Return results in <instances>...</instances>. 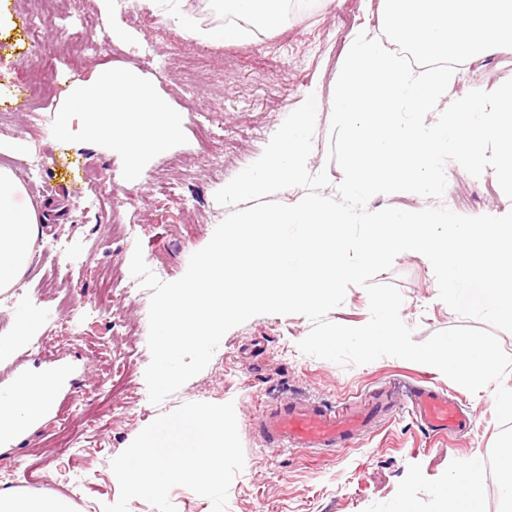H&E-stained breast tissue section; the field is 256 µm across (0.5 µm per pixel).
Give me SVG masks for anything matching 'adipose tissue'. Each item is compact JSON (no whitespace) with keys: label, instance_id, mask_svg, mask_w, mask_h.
<instances>
[{"label":"adipose tissue","instance_id":"obj_1","mask_svg":"<svg viewBox=\"0 0 512 512\" xmlns=\"http://www.w3.org/2000/svg\"><path fill=\"white\" fill-rule=\"evenodd\" d=\"M148 10H163L167 21L185 36L208 43L238 42L257 31L275 30L288 22L289 6L309 10L329 0H224L229 23L204 27L187 8V0H139ZM84 121L73 126V113ZM185 117L171 111L153 89L132 72L99 68L85 80L69 84L54 135L64 142L106 139L121 153L130 175H138L144 159L165 151L182 132ZM44 217L32 205L25 186L11 169L0 167V294L8 293L30 271L35 247L44 234ZM57 376L28 377L14 397L0 400V438L9 439L52 406Z\"/></svg>","mask_w":512,"mask_h":512}]
</instances>
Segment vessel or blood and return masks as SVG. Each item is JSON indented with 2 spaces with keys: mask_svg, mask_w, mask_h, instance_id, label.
I'll use <instances>...</instances> for the list:
<instances>
[{
  "mask_svg": "<svg viewBox=\"0 0 512 512\" xmlns=\"http://www.w3.org/2000/svg\"><path fill=\"white\" fill-rule=\"evenodd\" d=\"M406 398L422 425L437 434L461 433L471 420L456 403L438 388L409 385ZM395 408L391 390L372 392L358 406L332 409L315 403H273L255 428L272 448H317L333 451L356 443L370 432L381 416Z\"/></svg>",
  "mask_w": 512,
  "mask_h": 512,
  "instance_id": "obj_1",
  "label": "vessel or blood"
}]
</instances>
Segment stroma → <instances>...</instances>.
<instances>
[{"mask_svg": "<svg viewBox=\"0 0 512 512\" xmlns=\"http://www.w3.org/2000/svg\"><path fill=\"white\" fill-rule=\"evenodd\" d=\"M40 8L39 0H0V167L24 179L35 205L60 206L51 215L49 236L70 239L75 248L99 240L103 246L89 263L72 266L70 297L88 304L98 299L100 280L108 267L129 271L135 248L157 253L168 267L167 281L182 277L190 256L210 241L216 226L230 213L216 192L224 174L205 167L196 124L214 118L221 139L211 149L223 154L227 172H236L260 155L286 117L308 96L320 99L313 137V171H327L334 196L342 177L337 164L328 163L333 89L345 45L360 27L382 32L379 0H332L322 8L295 13L288 28L234 44L201 43L183 37L161 13L138 0H114L113 12L103 21L95 53L70 70L59 71V83L89 78L99 67L136 72L170 109L183 113L181 138L166 152L148 157L138 176H129L124 157L86 143L41 140L37 128H51L55 110L25 108L22 86L29 71L70 57L79 30L78 14H96L93 0H63L64 18L47 25L38 36L28 34L27 19ZM124 28L128 38L113 41L108 26ZM152 46L166 62L156 70L142 61V49ZM512 78V54L481 56L457 65L449 99L470 90L495 89ZM39 159L41 176L26 178V165ZM448 190L461 189L474 200L458 207L474 216L512 206L493 170L473 177L454 164L446 166ZM175 178L172 196L161 195L165 178ZM133 197L134 205L104 213L99 200ZM116 224H138V244L109 242ZM57 260L37 253L22 281V295L0 299V336L10 335L15 313L26 299L50 288ZM376 283L396 287L403 297L401 317L413 328V339L468 325V318L451 310L439 297L429 263L412 254L398 255L391 269ZM303 315H258L230 329L208 366L161 404L148 397L144 373L151 360L147 344L127 353L123 327L106 321L90 323L88 338L79 342L50 340L44 348L23 347L0 367V390L35 373L59 376L56 398L48 412L7 442H0V490L26 492L23 468L36 448L53 437L62 413L73 411L80 398L93 391L101 373L93 337L112 340L115 369L134 371L133 391L121 397L120 414L104 433L102 451L76 447L50 459L51 483L43 495L68 502L72 512H103L114 503L120 487L110 462L136 435L160 415L186 402L233 403L245 465L233 479L224 512H364L395 495L410 464L438 478L455 460L488 457L500 427L495 400L489 390L472 393L435 367L385 356L360 366H342L302 354L297 344L310 331ZM424 381L445 391L470 414L472 426L459 435L435 436L425 430L407 407H397L379 428L363 435L350 448L320 455L300 448L277 450L255 432L266 402L304 401L341 407L364 400L380 387H405Z\"/></svg>", "mask_w": 512, "mask_h": 512, "instance_id": "obj_1", "label": "stroma"}]
</instances>
